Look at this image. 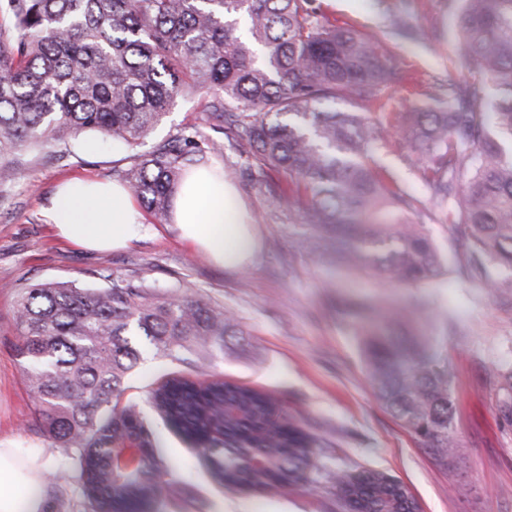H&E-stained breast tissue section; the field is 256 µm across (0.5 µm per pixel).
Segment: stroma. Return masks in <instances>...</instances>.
Masks as SVG:
<instances>
[{
  "label": "stroma",
  "instance_id": "obj_1",
  "mask_svg": "<svg viewBox=\"0 0 512 512\" xmlns=\"http://www.w3.org/2000/svg\"><path fill=\"white\" fill-rule=\"evenodd\" d=\"M318 16L352 25L395 57L399 79L381 88L380 101L396 123L437 106L440 88L474 79L449 62L458 49L457 0H314ZM409 35H400L398 20ZM209 97L176 98L148 137L155 144L199 133L211 144L205 166L219 165L240 191L258 239L249 265H215L180 237L176 225L145 215L138 235L117 251H89L59 238L46 212L57 185L73 176L102 180L124 167L121 144L96 134L80 136L68 154L31 148L17 161L22 175L0 185V444L46 449L58 467L62 449L22 430L31 395L15 342L14 286L76 280L94 285L96 273L144 277L160 291L190 285L198 298L230 311L238 333L224 352L195 368L173 366L145 353L125 399L137 403L147 429L181 492L159 512H342L331 488L303 483L259 495L230 491L211 477L197 451L166 428L147 401V384L177 372L205 381L221 378L267 392L283 413L320 441L335 446L327 467L350 473L376 469L401 481L420 512H512V285L487 287L464 273L462 241L450 224L427 231L450 268L423 288H374L317 252L297 248L310 236L303 204L275 201L287 172L223 149L206 115ZM411 314L415 335L448 339V370L455 398L454 461L441 465L376 397L366 375L354 327L357 315L386 320Z\"/></svg>",
  "mask_w": 512,
  "mask_h": 512
}]
</instances>
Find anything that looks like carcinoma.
Instances as JSON below:
<instances>
[{"label":"carcinoma","mask_w":512,"mask_h":512,"mask_svg":"<svg viewBox=\"0 0 512 512\" xmlns=\"http://www.w3.org/2000/svg\"><path fill=\"white\" fill-rule=\"evenodd\" d=\"M312 0H3L0 27V184L20 174L13 157L33 146H67L95 132L131 150L115 170L159 219L168 216L185 169L204 159L189 137L142 151L178 95H211L224 148L288 172L304 197L320 256L348 270L419 287L443 273L425 231L462 198L458 225L466 273L498 286L491 269L512 271V0H458L453 59L477 69L501 95L489 106L480 81L448 85V109L414 112L391 135L385 112L367 115L380 86L398 77L393 58L346 26L318 18ZM341 101L347 111L336 109ZM396 149L437 208L373 167ZM469 174L460 181L462 172ZM103 285L46 282L17 288L15 353L32 393L29 430L64 449L54 479L73 481L89 512H119L179 494L141 411L118 407L145 337L170 364L201 365L234 332L221 307L180 285L162 295L144 277L102 273ZM406 314L356 329L378 399L443 464L453 461L454 398L446 341L397 333ZM166 425L197 448L212 478L258 493L323 479L336 501L355 488L374 512H399L384 497L387 475L323 471L332 449L279 413L253 389L220 380L198 385L170 376L148 391ZM233 405L238 417L224 414ZM255 456L267 459L255 467Z\"/></svg>","instance_id":"1"}]
</instances>
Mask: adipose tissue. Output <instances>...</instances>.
Wrapping results in <instances>:
<instances>
[{
    "label": "adipose tissue",
    "instance_id": "obj_1",
    "mask_svg": "<svg viewBox=\"0 0 512 512\" xmlns=\"http://www.w3.org/2000/svg\"><path fill=\"white\" fill-rule=\"evenodd\" d=\"M48 218L65 239L94 250L125 246L142 224L138 205L124 186L87 178L57 188ZM171 221L186 241L227 268L247 264L258 247L248 210L218 167L187 173L175 196ZM46 472L42 449L23 454L0 447V512H48Z\"/></svg>",
    "mask_w": 512,
    "mask_h": 512
}]
</instances>
